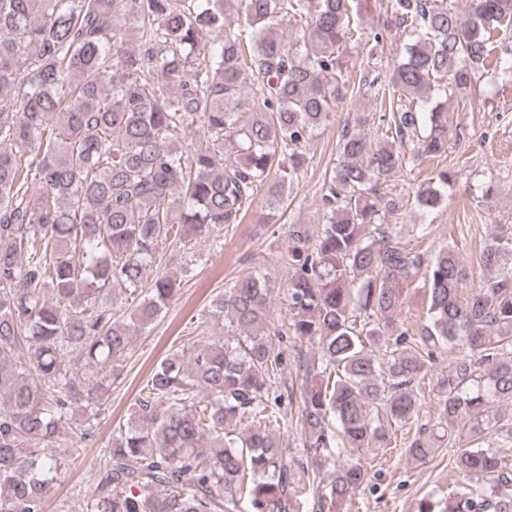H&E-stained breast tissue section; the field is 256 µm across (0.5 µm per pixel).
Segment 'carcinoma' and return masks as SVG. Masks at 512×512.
Masks as SVG:
<instances>
[{
  "instance_id": "1",
  "label": "carcinoma",
  "mask_w": 512,
  "mask_h": 512,
  "mask_svg": "<svg viewBox=\"0 0 512 512\" xmlns=\"http://www.w3.org/2000/svg\"><path fill=\"white\" fill-rule=\"evenodd\" d=\"M235 2L245 37L224 26V0H0V512H44L65 461L52 448L76 414L96 418L134 331L194 277L197 243L241 223L264 185L278 214L301 147L346 94L343 50L364 38L354 0ZM467 3L462 16L446 0H390L372 40H408L388 132L343 131L324 223L289 225L276 255L285 316L271 311L270 272L226 284L196 325L222 332L151 371L84 512H296L309 469L282 454L285 399L312 464L336 450L314 503L334 512L364 480L362 455L419 417L445 345L459 356L437 378L436 418L405 452L425 462L446 443L470 484L419 512H512L498 452L512 423L496 413L512 407V233L484 247L489 278L472 292L455 248L431 259L429 324L411 341L399 313L422 258L386 222L391 175L448 151L444 99L468 95L492 32L512 24V0ZM291 20L304 26L289 47L274 29ZM454 180L438 171L416 207H439ZM164 250L186 257L173 275ZM131 298L133 314L118 313ZM285 336L314 349L297 359L298 393L281 389Z\"/></svg>"
}]
</instances>
